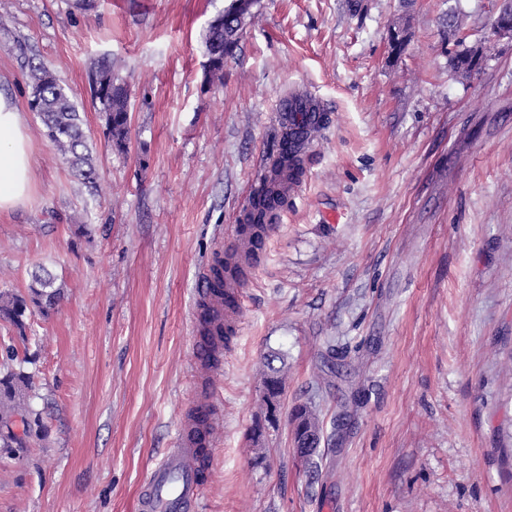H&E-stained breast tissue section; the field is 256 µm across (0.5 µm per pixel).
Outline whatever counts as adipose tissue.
Returning <instances> with one entry per match:
<instances>
[{
    "mask_svg": "<svg viewBox=\"0 0 512 512\" xmlns=\"http://www.w3.org/2000/svg\"><path fill=\"white\" fill-rule=\"evenodd\" d=\"M30 148L25 113L0 95V212L23 203L33 187Z\"/></svg>",
    "mask_w": 512,
    "mask_h": 512,
    "instance_id": "adipose-tissue-1",
    "label": "adipose tissue"
}]
</instances>
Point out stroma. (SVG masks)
I'll list each match as a JSON object with an SVG mask.
<instances>
[{
	"label": "stroma",
	"instance_id": "35a3bbf8",
	"mask_svg": "<svg viewBox=\"0 0 512 512\" xmlns=\"http://www.w3.org/2000/svg\"><path fill=\"white\" fill-rule=\"evenodd\" d=\"M224 3L0 0V93L28 110L34 173L0 214V291L25 292L39 265L64 283L26 330L0 319L47 429L24 462L0 456V512H135L204 380L224 422L201 512H512V39L491 34L498 0H261L211 84L204 36ZM461 45L484 57L468 77L448 67ZM105 55L130 95L125 153L106 145L89 81ZM33 60L70 89L96 189L28 109ZM295 90L327 124L205 378L198 270L240 223ZM273 352L288 377L257 448ZM300 404L323 424L311 466L291 440Z\"/></svg>",
	"mask_w": 512,
	"mask_h": 512
}]
</instances>
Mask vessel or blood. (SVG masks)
<instances>
[{"label":"vessel or blood","mask_w":512,"mask_h":512,"mask_svg":"<svg viewBox=\"0 0 512 512\" xmlns=\"http://www.w3.org/2000/svg\"><path fill=\"white\" fill-rule=\"evenodd\" d=\"M242 280L228 274L223 294L204 292L195 312L196 350L204 352L219 330L238 329ZM222 413L211 399L199 398L183 413L176 445L151 468L138 500L139 512H198L207 472L214 454V432Z\"/></svg>","instance_id":"obj_1"}]
</instances>
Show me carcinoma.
I'll use <instances>...</instances> for the list:
<instances>
[{"mask_svg":"<svg viewBox=\"0 0 512 512\" xmlns=\"http://www.w3.org/2000/svg\"><path fill=\"white\" fill-rule=\"evenodd\" d=\"M259 4L260 0H227L209 24L205 47L207 55L213 59L205 72L208 82H224V62L236 55L243 31L257 15ZM27 77L31 88L30 108L40 118L45 136L57 155L72 164L76 176L87 187L96 188L98 175L86 154L88 136L68 88L42 64L30 66ZM91 81L94 97L101 105L105 141L112 149L123 153L129 147L130 102L125 85L114 75L112 58H104L94 66ZM302 173L301 160L297 158L289 160L284 169L274 172L270 181L276 190L247 213L242 235L254 239L260 236L265 226L275 224L268 213L284 208L288 203L285 184L299 180ZM62 294V287L56 285V277L42 268L32 273L27 293L0 292V318L10 321L22 332L30 307L48 312L56 306ZM17 359V351L9 348L0 363V453L23 459L31 442L41 437L45 426L41 414L29 403L32 375L14 365ZM278 359L279 354L274 353L267 355L263 362L260 419L252 430V442L257 447L263 445L267 431L276 428L279 422L286 375L284 367L274 366ZM291 423L295 454L308 463L318 452V446L310 442V436L322 433L320 420L308 407L299 405L291 413Z\"/></svg>","mask_w":512,"mask_h":512,"instance_id":"obj_1","label":"carcinoma"}]
</instances>
